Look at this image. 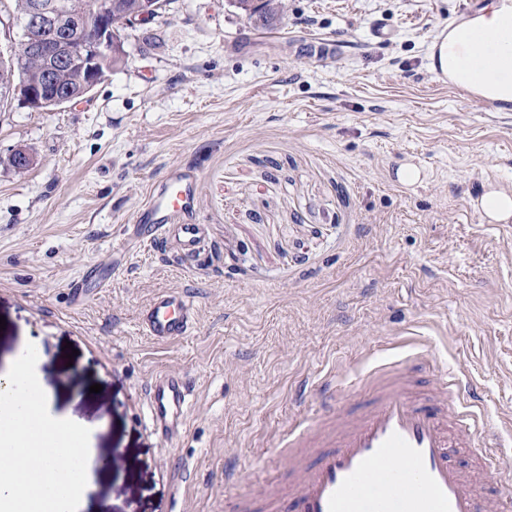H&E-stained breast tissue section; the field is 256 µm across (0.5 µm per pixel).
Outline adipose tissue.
<instances>
[{
	"label": "adipose tissue",
	"mask_w": 512,
	"mask_h": 512,
	"mask_svg": "<svg viewBox=\"0 0 512 512\" xmlns=\"http://www.w3.org/2000/svg\"><path fill=\"white\" fill-rule=\"evenodd\" d=\"M443 63L448 80L477 99L512 112V0H486L448 29ZM471 204L491 224L512 222V189L483 184Z\"/></svg>",
	"instance_id": "ef3b65f1"
}]
</instances>
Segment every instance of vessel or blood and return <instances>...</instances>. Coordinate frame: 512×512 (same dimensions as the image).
I'll use <instances>...</instances> for the list:
<instances>
[{"label": "vessel or blood", "mask_w": 512, "mask_h": 512, "mask_svg": "<svg viewBox=\"0 0 512 512\" xmlns=\"http://www.w3.org/2000/svg\"><path fill=\"white\" fill-rule=\"evenodd\" d=\"M197 175L170 168L142 210L154 236L171 235L193 249L201 227L189 221ZM145 335L159 343L187 336L195 305L187 291L156 295L140 312ZM419 375L394 362L360 381L368 401H337L329 384L319 399L327 410L312 424L296 423L283 448L271 454L288 472V492L270 488L261 502L244 497L228 512H496L498 503L477 493L504 462L496 445L478 446L480 418L467 407L459 378L439 381L426 394L413 393ZM192 381L187 374L156 375L146 388L151 423L166 437L180 434ZM468 449L470 467L458 465L452 449Z\"/></svg>", "instance_id": "b4317fda"}]
</instances>
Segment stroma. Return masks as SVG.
<instances>
[{"label": "stroma", "instance_id": "1", "mask_svg": "<svg viewBox=\"0 0 512 512\" xmlns=\"http://www.w3.org/2000/svg\"><path fill=\"white\" fill-rule=\"evenodd\" d=\"M481 2L286 0L264 30L228 0H166L88 100L0 99V371L34 345L56 412L89 428L83 512H224L229 460L239 492L287 488L255 465L311 408L300 389L348 393L420 352L428 380L470 382L512 460V223L471 204L483 182L512 187V114L429 65L437 28ZM314 38L348 50L317 56ZM17 148L35 158L22 175ZM405 164L415 184L398 183ZM174 166L200 175L192 254L137 229ZM183 289L195 330L144 335L140 309ZM162 371L194 381L175 439L147 411Z\"/></svg>", "mask_w": 512, "mask_h": 512}]
</instances>
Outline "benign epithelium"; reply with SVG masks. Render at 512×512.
I'll list each match as a JSON object with an SVG mask.
<instances>
[{
    "label": "benign epithelium",
    "mask_w": 512,
    "mask_h": 512,
    "mask_svg": "<svg viewBox=\"0 0 512 512\" xmlns=\"http://www.w3.org/2000/svg\"><path fill=\"white\" fill-rule=\"evenodd\" d=\"M24 46L42 62V75L35 82L16 85L12 96L33 112H48L72 103L90 92L102 79L103 67L123 46L112 22V3L92 0L77 12H62L58 0H27ZM78 65L83 73L79 85L60 79L66 68Z\"/></svg>",
    "instance_id": "1"
}]
</instances>
